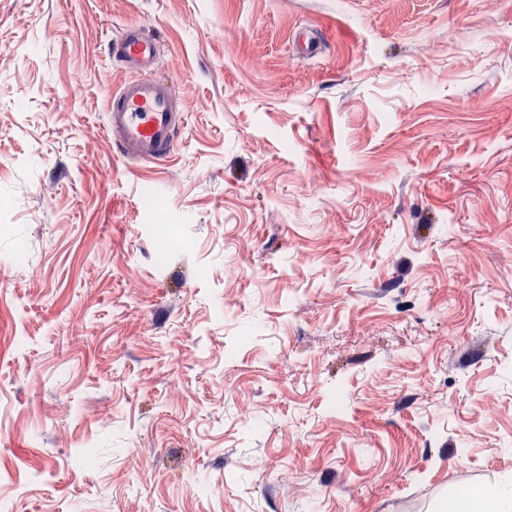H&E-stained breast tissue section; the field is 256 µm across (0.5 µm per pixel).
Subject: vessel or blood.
Here are the masks:
<instances>
[{
    "label": "vessel or blood",
    "instance_id": "b4317fda",
    "mask_svg": "<svg viewBox=\"0 0 512 512\" xmlns=\"http://www.w3.org/2000/svg\"><path fill=\"white\" fill-rule=\"evenodd\" d=\"M322 39L311 29L298 28L291 42L293 55L318 53ZM160 41L155 33L127 25L107 44V57L127 78L113 92L107 106L105 133L120 157L136 165L157 164L172 157L186 126L182 99L168 83L155 77Z\"/></svg>",
    "mask_w": 512,
    "mask_h": 512
}]
</instances>
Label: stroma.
Here are the masks:
<instances>
[{
	"label": "stroma",
	"mask_w": 512,
	"mask_h": 512,
	"mask_svg": "<svg viewBox=\"0 0 512 512\" xmlns=\"http://www.w3.org/2000/svg\"><path fill=\"white\" fill-rule=\"evenodd\" d=\"M133 23L188 115L139 168L104 133ZM508 477L512 0H0L19 512H450ZM323 40L307 27L298 28L291 42L292 54L301 57L316 54L319 52Z\"/></svg>",
	"instance_id": "35a3bbf8"
}]
</instances>
